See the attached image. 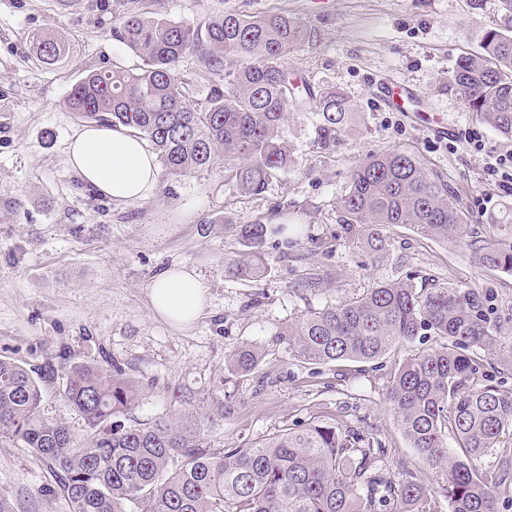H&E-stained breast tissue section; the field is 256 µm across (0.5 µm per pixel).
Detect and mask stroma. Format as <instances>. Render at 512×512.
<instances>
[{
	"mask_svg": "<svg viewBox=\"0 0 512 512\" xmlns=\"http://www.w3.org/2000/svg\"><path fill=\"white\" fill-rule=\"evenodd\" d=\"M228 10L283 12L315 29L316 44L300 47L291 63L312 89H340L356 123L324 150L314 141V114L294 113L287 136L295 165L259 195L239 193L220 163L186 176L160 172L155 191L126 204L88 192L68 165L83 121L67 97L89 71L138 65L113 27L144 12L202 26ZM492 28L512 32L501 0L476 8L470 0H0V358L58 371L90 360L119 365L140 383L133 415L141 421L171 415L176 388L232 396L234 414L214 416L209 428L212 442L228 448L332 416L372 428L394 477L407 468L436 486L384 402L391 359L307 364L280 333L375 278L410 274L418 286L478 289L512 334V273L482 266L475 254L489 243L512 246V196L487 174L496 156L512 153V139L481 122L451 82L456 59L479 53ZM37 34L61 37L64 59L42 63ZM396 82L424 94L421 111L384 104L385 87ZM468 129L481 149L458 140ZM386 151L413 155L448 184L470 216V234L431 240L401 225L395 259L369 265L344 233L336 201L355 167ZM276 221L296 225V246L268 237L264 276L227 274V260L243 247L225 225ZM176 263L208 284L204 316L183 327L156 316L148 296L154 275ZM310 278L312 291L303 287ZM246 344L263 348L262 365L247 377L228 375L225 359ZM49 482L26 449L0 441V494L15 512H70L62 496L44 495Z\"/></svg>",
	"mask_w": 512,
	"mask_h": 512,
	"instance_id": "1",
	"label": "stroma"
}]
</instances>
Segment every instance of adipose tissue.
Wrapping results in <instances>:
<instances>
[{"mask_svg": "<svg viewBox=\"0 0 512 512\" xmlns=\"http://www.w3.org/2000/svg\"><path fill=\"white\" fill-rule=\"evenodd\" d=\"M68 164L94 195L115 203L148 196L158 183L156 154L134 132L94 123L80 128L68 146ZM208 286L186 264L159 272L149 286L155 314L171 324L196 322L206 309Z\"/></svg>", "mask_w": 512, "mask_h": 512, "instance_id": "adipose-tissue-1", "label": "adipose tissue"}]
</instances>
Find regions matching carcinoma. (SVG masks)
<instances>
[{
  "mask_svg": "<svg viewBox=\"0 0 512 512\" xmlns=\"http://www.w3.org/2000/svg\"><path fill=\"white\" fill-rule=\"evenodd\" d=\"M113 36L142 65L89 73L72 87L67 105L86 121L138 131L172 175L209 169L222 159L228 182L259 195L295 164L286 137L290 108L316 114L315 143L324 149L336 146L354 117L334 87L295 96L288 60L316 32L286 14L227 11L203 28L138 14L122 18ZM481 48L480 55L458 58L451 80L472 111L512 138V35L490 29ZM199 50L211 79L205 97L195 100L192 83L176 67ZM36 51L54 65L67 46L39 36ZM336 209L352 242L382 262L395 250L394 226L410 225L437 240L468 232L448 185L399 151L361 161ZM267 233L260 223L236 228L247 247L229 262L238 274L266 272ZM479 260L512 272L511 248L486 247ZM487 302L474 288H418L409 274L376 279L281 332L295 357L326 365L383 359L417 337L443 340L394 364L386 401L410 447L442 476L449 512H496L497 496L507 489L476 464L512 433V391L485 373L512 336L502 335ZM262 360L259 348L245 345L225 368L247 376ZM59 376L65 406L87 427L79 441L65 421L41 411L43 383ZM138 399V382L117 366L86 361L59 375L0 358V439L43 463L53 481L45 492L61 493L70 512H412L410 506L431 496L411 475L391 478L373 434L333 418L281 430L247 448H225L207 434L210 398L174 390L178 412L147 422L131 417Z\"/></svg>",
  "mask_w": 512,
  "mask_h": 512,
  "instance_id": "1",
  "label": "carcinoma"
}]
</instances>
